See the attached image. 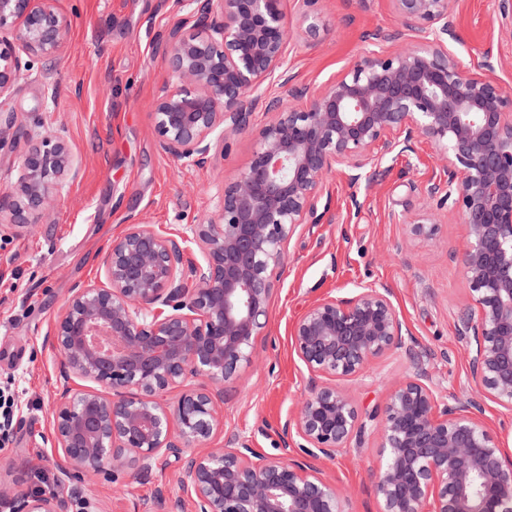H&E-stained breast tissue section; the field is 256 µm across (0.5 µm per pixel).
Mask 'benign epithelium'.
Returning <instances> with one entry per match:
<instances>
[{"instance_id":"7a95c632","label":"benign epithelium","mask_w":512,"mask_h":512,"mask_svg":"<svg viewBox=\"0 0 512 512\" xmlns=\"http://www.w3.org/2000/svg\"><path fill=\"white\" fill-rule=\"evenodd\" d=\"M54 2L0 0V94L66 48L70 22ZM319 2L302 0L308 43L321 38ZM390 2L400 27L368 35L359 61L313 87L288 67L282 0H173L183 16L154 42L168 69L154 112L161 147L200 166L256 110L273 119L209 215L177 234L139 215L101 256L104 279L70 289L45 338L60 357L50 414L57 490H0L10 512H73L67 490L89 475L144 480L170 467L180 494L157 489V512H183L187 501L193 512H344L342 490L318 461L347 447L362 416L336 380L393 348L412 366L383 409L387 457L374 479L382 512H512V455L483 416L487 400L512 409V93L493 78L492 51L472 69L461 65L448 0ZM274 76L281 95L259 93ZM419 137L436 145L448 173L428 197L452 200L468 229L460 261L473 306L459 313L457 335L477 396L442 400L423 354L406 344L391 289L360 286L310 303L292 327L308 377L281 438L286 448L304 441L311 460L261 455L232 434L212 447L224 432V386L268 326L286 244L324 217L327 175L347 168L357 181L371 161L411 151ZM26 139L0 194V223L20 228L47 223L79 169L56 130L38 125ZM408 224L414 236L437 230L429 212Z\"/></svg>"}]
</instances>
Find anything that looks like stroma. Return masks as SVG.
Returning <instances> with one entry per match:
<instances>
[{
  "label": "stroma",
  "instance_id": "1",
  "mask_svg": "<svg viewBox=\"0 0 512 512\" xmlns=\"http://www.w3.org/2000/svg\"><path fill=\"white\" fill-rule=\"evenodd\" d=\"M496 0H457L455 50L464 66L485 48L500 57L495 76L512 93V36L502 33ZM71 22L68 45L53 64L57 83L47 97L41 78L30 74L0 94V113L14 116L19 135L0 147V190L14 179L33 122L58 130L81 162L53 220L23 230L0 223V380L13 379L18 423L9 447L0 449V485L18 491L52 490L55 450L50 405L57 359L44 347L69 288L101 273L100 254L134 216L176 231L213 209L224 181L251 160L256 131L269 117L256 111L251 128L230 137L203 166L176 161L159 146L154 129L158 89L166 74L154 37L179 18L163 0H57ZM324 33L307 44L288 42V65L297 81L321 85L352 66L368 46L367 33L393 30L398 20L389 0H320ZM372 186L330 174L322 202L333 223L304 224L287 246L281 283L271 300L270 321L257 341V356L224 389V431L252 440L265 455L287 452L304 461L306 449H283L279 431L304 392L307 371L293 351L291 327L311 301L342 296L358 284L391 289L407 324L409 345L430 353L429 370L444 398L466 399L474 390L466 345L456 317L470 306L465 271L458 259L467 227L452 202L436 206V234L414 239L407 218L422 213L426 188L441 169L434 145L417 140L409 155L375 164ZM362 210H354L353 200ZM411 370L405 351L376 358L357 377L338 385L368 421L359 437L326 462L329 477L345 489V512H380L373 472L386 454L370 415L381 408ZM176 488L168 470L146 480L100 475L77 486L82 512H143L158 487Z\"/></svg>",
  "mask_w": 512,
  "mask_h": 512
}]
</instances>
